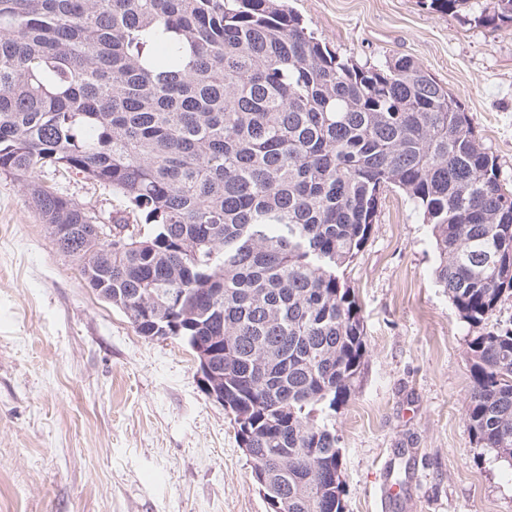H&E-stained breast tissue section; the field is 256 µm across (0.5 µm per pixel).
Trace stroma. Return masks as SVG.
Returning a JSON list of instances; mask_svg holds the SVG:
<instances>
[{
  "label": "stroma",
  "instance_id": "35a3bbf8",
  "mask_svg": "<svg viewBox=\"0 0 512 512\" xmlns=\"http://www.w3.org/2000/svg\"><path fill=\"white\" fill-rule=\"evenodd\" d=\"M316 37L365 67L414 59L448 88L512 190V23L421 0H287ZM35 182L104 223L132 220L110 189L60 168ZM26 184L0 174V512H268L234 418L203 392L177 337L138 335L55 244ZM437 252L400 190L379 196L344 271L367 336L364 370L328 419L347 512H512V466L464 416L470 340L437 286ZM397 484L387 508L379 487Z\"/></svg>",
  "mask_w": 512,
  "mask_h": 512
}]
</instances>
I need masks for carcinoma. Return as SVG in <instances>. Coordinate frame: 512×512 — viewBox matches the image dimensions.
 <instances>
[{"label": "carcinoma", "mask_w": 512, "mask_h": 512, "mask_svg": "<svg viewBox=\"0 0 512 512\" xmlns=\"http://www.w3.org/2000/svg\"><path fill=\"white\" fill-rule=\"evenodd\" d=\"M429 7L498 27L481 0ZM51 163L123 197L149 228L115 224L32 185L67 224L91 287L136 333L213 351L224 403L277 452L285 512H344L325 423L367 355L340 269L395 187L432 228L436 283L471 325L512 296V192L448 89L410 58L363 67L323 45L285 0H0V173ZM465 419L512 462V324L469 342Z\"/></svg>", "instance_id": "1"}]
</instances>
